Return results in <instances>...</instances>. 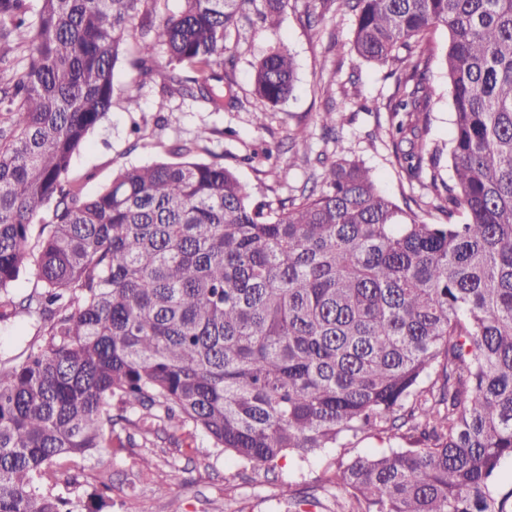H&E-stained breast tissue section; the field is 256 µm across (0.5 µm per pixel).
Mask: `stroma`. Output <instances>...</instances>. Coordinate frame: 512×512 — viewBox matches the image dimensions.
<instances>
[{
  "instance_id": "stroma-1",
  "label": "stroma",
  "mask_w": 512,
  "mask_h": 512,
  "mask_svg": "<svg viewBox=\"0 0 512 512\" xmlns=\"http://www.w3.org/2000/svg\"><path fill=\"white\" fill-rule=\"evenodd\" d=\"M306 3L297 0L276 31L248 29L232 45L236 63L229 76L240 100L237 107L214 110L204 101L166 92L161 79L144 82L134 69L118 66L112 110L74 156L69 180L83 194H96L119 170L170 158L172 145L204 133L211 153L248 183L258 199L274 202L300 194L318 181L320 159L344 156L369 168L394 200L431 201L429 173L409 176L393 155L387 105L395 79L388 67L357 57L351 15L330 11L310 25L303 16ZM279 43L295 59V89L288 101L269 108L255 97L252 74L258 61ZM327 80L332 83L328 90L323 87ZM427 83V141L444 150L452 133V108L440 59H433ZM329 108L346 116L335 140L324 137L317 123L318 113ZM261 110L267 117L260 127L255 114ZM301 130L308 138L297 147L292 137ZM268 147L273 150L269 159L263 155ZM384 447L379 439L367 438L348 448H328L309 467L288 454L269 472L242 467L203 440L187 448L161 439L153 448H127L78 461L73 479H59L51 491L83 500L107 479L112 504L103 512H267L276 504L281 484L292 483L301 491L319 489L338 460ZM145 458L152 462L146 472L141 469ZM161 485L167 487L166 495L158 494Z\"/></svg>"
}]
</instances>
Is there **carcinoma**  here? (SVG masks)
<instances>
[{
    "label": "carcinoma",
    "instance_id": "carcinoma-1",
    "mask_svg": "<svg viewBox=\"0 0 512 512\" xmlns=\"http://www.w3.org/2000/svg\"><path fill=\"white\" fill-rule=\"evenodd\" d=\"M39 2L32 22L29 0H0V322L39 324L0 358V512H101L102 492L86 506L40 484L62 458L147 444L162 426L268 467L391 443L336 466V512H512L498 484L512 460V0H322L354 17L359 58L403 64L390 135L412 175L440 155L426 37L448 30L452 183L431 175L446 223L347 158L318 190L255 202L232 169L193 159L206 136L83 195L71 161L112 108L128 35L142 78L160 44L164 88L233 108L226 41L275 30L291 0H183L158 24L151 0ZM294 82L281 44L254 68L272 107ZM318 121L337 135L344 114ZM27 273L41 287L18 295ZM280 496L291 512L317 500L290 484Z\"/></svg>",
    "mask_w": 512,
    "mask_h": 512
}]
</instances>
